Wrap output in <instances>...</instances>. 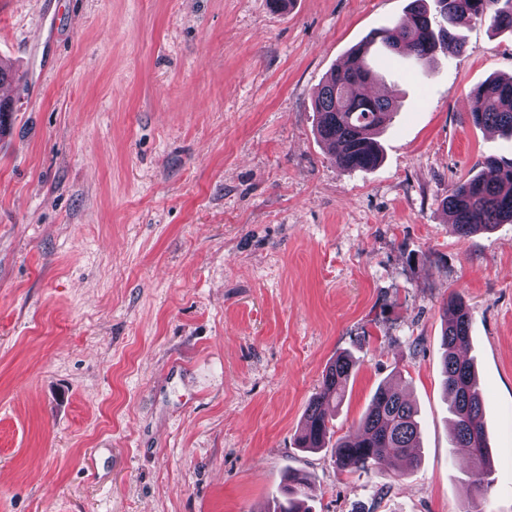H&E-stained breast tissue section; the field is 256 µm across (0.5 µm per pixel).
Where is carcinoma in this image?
<instances>
[{
  "instance_id": "carcinoma-1",
  "label": "carcinoma",
  "mask_w": 512,
  "mask_h": 512,
  "mask_svg": "<svg viewBox=\"0 0 512 512\" xmlns=\"http://www.w3.org/2000/svg\"><path fill=\"white\" fill-rule=\"evenodd\" d=\"M413 0L409 16L390 27L377 30L350 51L326 76L314 97L319 113L317 134L331 150L336 164L349 171L367 170L378 161L375 136L394 114L393 102L382 94L369 95L362 89L363 77L374 74L362 51L375 43L397 53L401 50L417 61L437 50L456 54L463 48L458 30L480 19L494 30H512V0H436L445 24L433 26L423 6ZM472 121L512 134V78L495 79L471 92ZM489 174L456 185L445 200L458 234L468 237L498 224L512 223V159H487ZM469 310L455 296L444 306V388L449 399L452 443L470 455V480L475 498L466 512H484L483 503L492 487V467L484 424L483 399L472 364L461 358L458 347L469 333ZM356 369L349 355L336 357L323 375L321 389L309 400L299 445L309 450L331 447L340 471H367L372 466L396 465L400 458L418 462L421 422L418 410L405 396L379 386L356 431L334 438L331 407L344 398L347 383ZM310 484L298 472L288 478L283 501L275 512H310Z\"/></svg>"
}]
</instances>
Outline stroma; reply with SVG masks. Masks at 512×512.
I'll return each instance as SVG.
<instances>
[{"mask_svg":"<svg viewBox=\"0 0 512 512\" xmlns=\"http://www.w3.org/2000/svg\"><path fill=\"white\" fill-rule=\"evenodd\" d=\"M0 0V512H463L442 306L470 309L493 486L512 512V224L460 237L449 191L512 158L471 89L512 76L473 21L427 66L374 46L396 106L369 170L315 134L327 73L411 0ZM50 18L37 31L39 17ZM353 432L380 384L418 465L342 473L296 447L338 355ZM310 484L306 477L293 472L288 478V485L283 490L284 500L279 503L274 512H312L304 507L310 498Z\"/></svg>","mask_w":512,"mask_h":512,"instance_id":"stroma-1","label":"stroma"}]
</instances>
